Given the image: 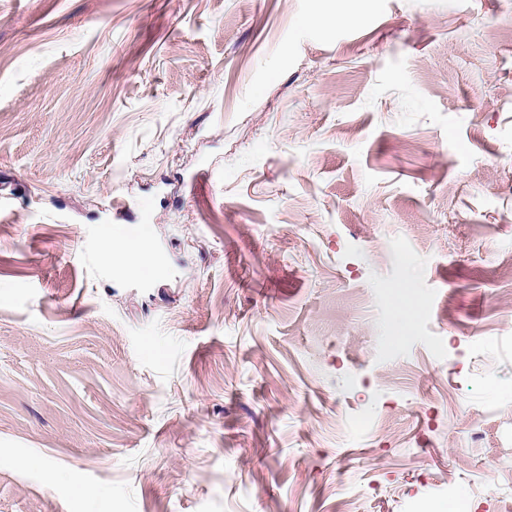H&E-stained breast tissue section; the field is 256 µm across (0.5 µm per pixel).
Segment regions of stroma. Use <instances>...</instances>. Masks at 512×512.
<instances>
[{
  "label": "stroma",
  "mask_w": 512,
  "mask_h": 512,
  "mask_svg": "<svg viewBox=\"0 0 512 512\" xmlns=\"http://www.w3.org/2000/svg\"><path fill=\"white\" fill-rule=\"evenodd\" d=\"M456 494L512 512V0H0V512ZM155 255L144 240L124 241L122 248L115 250L112 235L107 234L102 242L100 261L111 272L114 266L122 275H137L142 267L153 262Z\"/></svg>",
  "instance_id": "1"
}]
</instances>
